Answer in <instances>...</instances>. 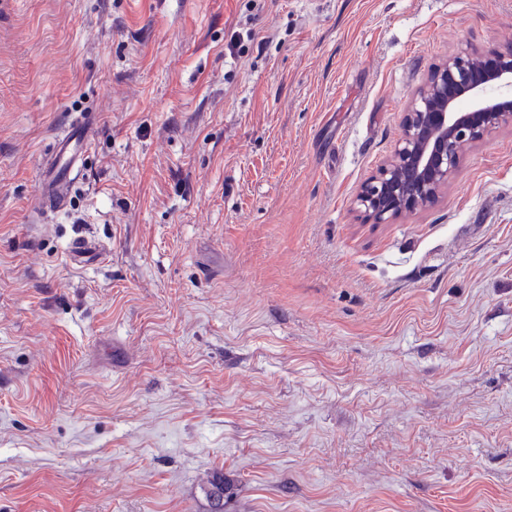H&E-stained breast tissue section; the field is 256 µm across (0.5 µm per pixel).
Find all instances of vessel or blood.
I'll return each mask as SVG.
<instances>
[{
	"label": "vessel or blood",
	"instance_id": "b4317fda",
	"mask_svg": "<svg viewBox=\"0 0 512 512\" xmlns=\"http://www.w3.org/2000/svg\"><path fill=\"white\" fill-rule=\"evenodd\" d=\"M96 128V117L87 113L70 124L57 137L54 151L42 158L38 169L39 199L46 206L62 205L66 198L68 173L80 155L87 151Z\"/></svg>",
	"mask_w": 512,
	"mask_h": 512
}]
</instances>
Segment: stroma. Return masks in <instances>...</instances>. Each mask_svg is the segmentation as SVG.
I'll use <instances>...</instances> for the list:
<instances>
[{
    "label": "stroma",
    "mask_w": 512,
    "mask_h": 512,
    "mask_svg": "<svg viewBox=\"0 0 512 512\" xmlns=\"http://www.w3.org/2000/svg\"><path fill=\"white\" fill-rule=\"evenodd\" d=\"M469 46L512 0H0V512H512V126L355 206ZM96 128L93 113L80 115L62 136L54 151L41 159L38 169L39 199L45 206H61L66 198L68 173L80 155L88 150ZM229 490L227 482L224 480L222 470H214L204 488L206 499L209 503V512H224V494Z\"/></svg>",
    "instance_id": "obj_1"
}]
</instances>
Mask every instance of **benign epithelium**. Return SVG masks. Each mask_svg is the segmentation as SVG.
Here are the masks:
<instances>
[{"label": "benign epithelium", "mask_w": 512, "mask_h": 512, "mask_svg": "<svg viewBox=\"0 0 512 512\" xmlns=\"http://www.w3.org/2000/svg\"><path fill=\"white\" fill-rule=\"evenodd\" d=\"M512 126V52L449 58L410 96L401 134L356 204L368 221L387 224L404 211L432 207L448 184L463 141Z\"/></svg>", "instance_id": "1"}]
</instances>
